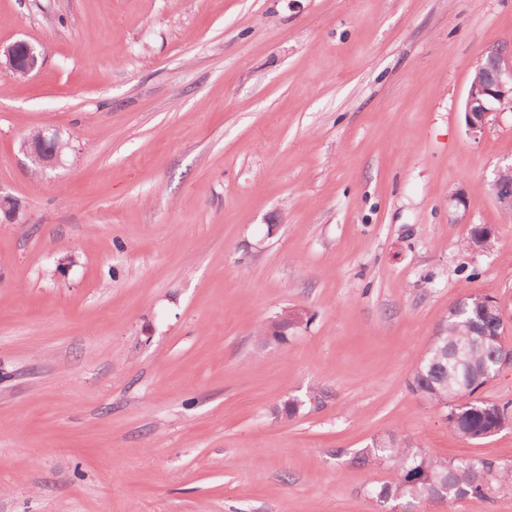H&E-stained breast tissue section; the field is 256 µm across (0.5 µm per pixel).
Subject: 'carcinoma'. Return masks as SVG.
Segmentation results:
<instances>
[{
  "mask_svg": "<svg viewBox=\"0 0 512 512\" xmlns=\"http://www.w3.org/2000/svg\"><path fill=\"white\" fill-rule=\"evenodd\" d=\"M495 237L487 226L473 229L467 247L491 249ZM490 297L468 294L454 304L431 337L424 359L413 371V393L448 410L449 430L479 441L512 426V405L486 400L478 391L499 369L498 360L512 355L487 312ZM362 464L387 466L395 478L373 488L382 501L468 500L481 507L491 502L493 488L512 486V465L490 458L443 461L406 436L391 433L373 442L359 457Z\"/></svg>",
  "mask_w": 512,
  "mask_h": 512,
  "instance_id": "cac0c4a2",
  "label": "carcinoma"
}]
</instances>
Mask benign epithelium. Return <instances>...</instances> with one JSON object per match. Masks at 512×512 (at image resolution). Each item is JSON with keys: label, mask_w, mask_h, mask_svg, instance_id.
I'll use <instances>...</instances> for the list:
<instances>
[{"label": "benign epithelium", "mask_w": 512, "mask_h": 512, "mask_svg": "<svg viewBox=\"0 0 512 512\" xmlns=\"http://www.w3.org/2000/svg\"><path fill=\"white\" fill-rule=\"evenodd\" d=\"M44 49L27 40H17L6 47L0 46V76L21 80L31 76L44 58ZM483 78L470 83L465 102V124L470 136L481 137L490 117L505 110L512 112V46L495 44L478 57ZM69 149V142L50 128H40L35 136H25L19 144V151L27 158L29 168L44 174L63 164V155ZM497 171L489 182V192L498 200L504 210L512 213V183L501 177ZM306 310L284 311L268 323L267 335L280 336L289 327L305 323Z\"/></svg>", "instance_id": "obj_1"}]
</instances>
